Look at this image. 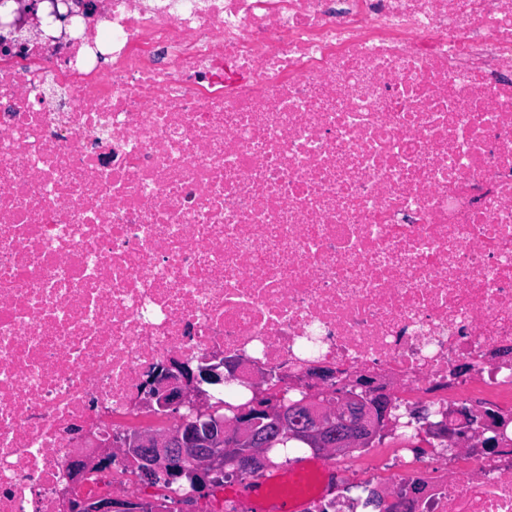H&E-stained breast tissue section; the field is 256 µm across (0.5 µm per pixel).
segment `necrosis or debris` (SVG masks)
I'll return each instance as SVG.
<instances>
[{
    "label": "necrosis or debris",
    "instance_id": "necrosis-or-debris-1",
    "mask_svg": "<svg viewBox=\"0 0 512 512\" xmlns=\"http://www.w3.org/2000/svg\"><path fill=\"white\" fill-rule=\"evenodd\" d=\"M0 0V512L77 495L183 512L116 447L144 381L236 356L393 393L391 512H512V0ZM427 420L411 416L417 405ZM444 423L450 457L404 456ZM113 443L81 484L72 461ZM354 456L265 464L305 512Z\"/></svg>",
    "mask_w": 512,
    "mask_h": 512
}]
</instances>
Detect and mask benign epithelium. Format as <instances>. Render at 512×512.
<instances>
[{
    "label": "benign epithelium",
    "mask_w": 512,
    "mask_h": 512,
    "mask_svg": "<svg viewBox=\"0 0 512 512\" xmlns=\"http://www.w3.org/2000/svg\"><path fill=\"white\" fill-rule=\"evenodd\" d=\"M217 363L199 368L173 361L145 383L147 396L156 401L163 412L178 414L187 408L191 415L179 418L178 424L163 433L133 431L122 439V447L134 459L139 478L150 481H174L182 476V465L188 458L198 464L204 480L224 477V466L253 464L263 459L265 449L256 448L257 421L238 417L206 432H194L202 419L212 416L208 394L201 389L203 381L223 383L224 369L232 368L235 360L215 357ZM337 378L331 366H318L307 373L308 395L295 404L261 407L258 401L265 393H255L256 409H263L285 437H299L314 448L328 454H347L373 440L380 429L391 421V391L370 379H356L329 405L323 400L329 385ZM111 450L101 451L93 462L79 458L71 466V478L81 479L87 472L104 467ZM144 512L146 507L132 505L124 499L112 500L87 497L72 504L71 512Z\"/></svg>",
    "instance_id": "obj_1"
}]
</instances>
